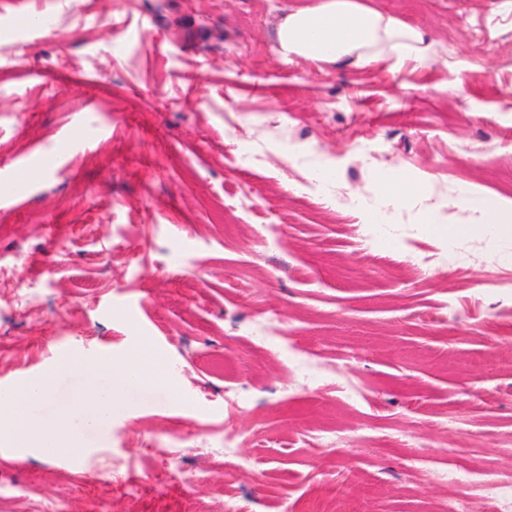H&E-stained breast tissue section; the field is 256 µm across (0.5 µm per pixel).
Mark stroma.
I'll list each match as a JSON object with an SVG mask.
<instances>
[{
	"label": "stroma",
	"instance_id": "obj_1",
	"mask_svg": "<svg viewBox=\"0 0 512 512\" xmlns=\"http://www.w3.org/2000/svg\"><path fill=\"white\" fill-rule=\"evenodd\" d=\"M375 2L430 35L431 65L282 59L277 25L302 0H0V387L56 372L50 420L80 383L69 358L146 348L169 381L120 387L79 466L0 445V512H146L129 490L151 475L146 441L186 449L182 512L228 494L245 512H440L457 490L408 469L409 435L440 467L475 448L488 473L512 468V288L485 283L512 272V238L451 231L481 220L462 195L512 201V0ZM83 120L106 128L84 148ZM232 137L261 159L239 167ZM13 162L46 175L18 190ZM321 169L356 206L301 186ZM398 178L419 188L402 205L377 193ZM271 314L362 399L248 335ZM323 427L345 443L318 446ZM227 431L260 481L194 455ZM106 460L124 487L100 483Z\"/></svg>",
	"mask_w": 512,
	"mask_h": 512
}]
</instances>
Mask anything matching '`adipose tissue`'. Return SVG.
I'll return each instance as SVG.
<instances>
[{
    "instance_id": "adipose-tissue-1",
    "label": "adipose tissue",
    "mask_w": 512,
    "mask_h": 512,
    "mask_svg": "<svg viewBox=\"0 0 512 512\" xmlns=\"http://www.w3.org/2000/svg\"><path fill=\"white\" fill-rule=\"evenodd\" d=\"M277 35L284 58L318 66L394 76L432 61L431 40L422 29L384 13L369 0H310L279 22ZM466 207L479 212L481 221L460 225L462 234L512 236V214L499 203L473 193L467 197ZM63 368L82 379L73 393V405L54 418L52 427H45L35 410L51 398L55 376L49 373L27 382L0 397V443L42 451L47 445L60 444L62 436L108 426L114 385L131 380L146 385L164 383L162 363L152 354L138 353L120 361L72 360Z\"/></svg>"
}]
</instances>
